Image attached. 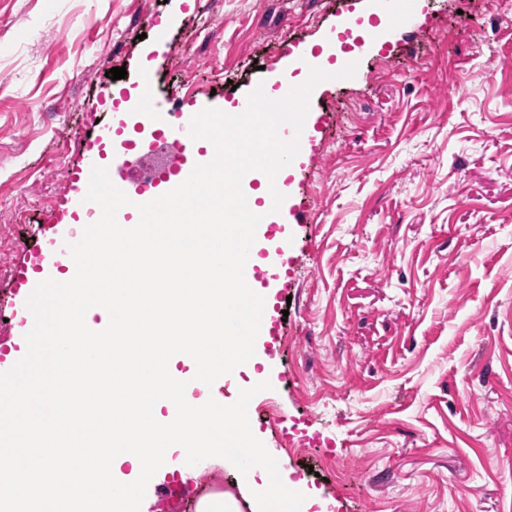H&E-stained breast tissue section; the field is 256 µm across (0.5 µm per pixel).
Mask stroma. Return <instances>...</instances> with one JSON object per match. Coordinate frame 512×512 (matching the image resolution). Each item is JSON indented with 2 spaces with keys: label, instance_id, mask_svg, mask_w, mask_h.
<instances>
[{
  "label": "stroma",
  "instance_id": "stroma-1",
  "mask_svg": "<svg viewBox=\"0 0 512 512\" xmlns=\"http://www.w3.org/2000/svg\"><path fill=\"white\" fill-rule=\"evenodd\" d=\"M371 2L0 0V296L115 86L150 74L188 112L260 85L273 98L283 74L307 80L292 53ZM309 110L314 139L286 173L283 334L212 394L270 381L251 428L304 512H512V0H420ZM197 470L232 493L268 485L219 457Z\"/></svg>",
  "mask_w": 512,
  "mask_h": 512
}]
</instances>
